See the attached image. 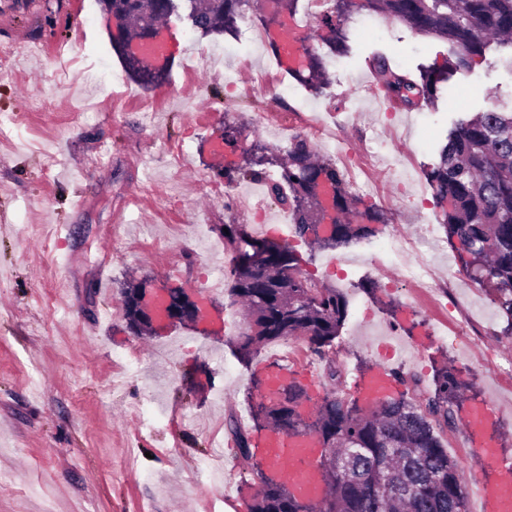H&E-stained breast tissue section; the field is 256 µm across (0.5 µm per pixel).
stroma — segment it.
Returning a JSON list of instances; mask_svg holds the SVG:
<instances>
[{
  "label": "stroma",
  "mask_w": 512,
  "mask_h": 512,
  "mask_svg": "<svg viewBox=\"0 0 512 512\" xmlns=\"http://www.w3.org/2000/svg\"><path fill=\"white\" fill-rule=\"evenodd\" d=\"M376 21L369 31L363 14L352 15V52L326 56L333 83L315 94L279 71L265 42L253 39L252 19L235 39L202 38L175 19L172 68L152 92L128 76L97 0H0V44L70 46L68 67L41 54L16 58L0 74V115L17 119L0 136V477L11 480L0 487V512H248L255 490L227 422L254 432L258 378L279 345L241 364L234 340L243 310L227 289L210 286L232 251L217 227L234 215L202 185L235 159L210 150L228 124L280 152L323 127L334 141L315 149L333 163L380 141V159L355 192L361 206L387 217L374 236L312 246L289 237L269 197L247 219L287 241L302 272L349 300L331 360L306 349L292 365L306 391L302 417L313 420L328 394L354 398L355 378L379 364L415 377L424 395L443 366L463 383L465 403L495 394L485 364L512 355V335L493 290L465 279L425 171L462 113L512 107V52L491 47L452 77L437 108L393 109L369 71L373 53L413 69L443 63L448 44L388 16ZM213 49L225 54L224 73L186 86L188 65ZM262 75L272 85L259 84ZM43 94L46 111L37 105ZM202 103L211 117L199 125L191 115ZM163 142L182 144L179 165L159 158ZM424 226L429 244L396 257L381 251L392 234L413 239ZM425 262L446 293L425 295L412 280L397 289L402 270ZM143 279L200 296L209 319L135 335L121 289ZM458 313L476 322L462 349L444 338ZM373 323L409 351L388 358L363 337ZM443 439L465 482L488 476L464 427Z\"/></svg>",
  "instance_id": "35a3bbf8"
}]
</instances>
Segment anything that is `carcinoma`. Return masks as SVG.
Returning a JSON list of instances; mask_svg holds the SVG:
<instances>
[{
  "instance_id": "1",
  "label": "carcinoma",
  "mask_w": 512,
  "mask_h": 512,
  "mask_svg": "<svg viewBox=\"0 0 512 512\" xmlns=\"http://www.w3.org/2000/svg\"><path fill=\"white\" fill-rule=\"evenodd\" d=\"M194 31L202 35L236 34L245 11L254 12L279 56L275 31L284 20H295L299 0H194ZM318 15L324 33L321 43L330 52L349 51L346 23L355 12L391 15L415 32L448 43V57L439 67L417 70L394 68L383 53L373 56L374 72L396 106L414 111L435 105L442 85L485 56L491 44L512 49V0H323ZM169 0H112L118 34L114 48L131 75L147 90L161 86L170 66L158 68L144 60L129 62L130 43L167 20ZM300 59L287 74L315 92L330 84L320 52L309 37L298 38ZM224 147L240 152L242 162L220 172L225 184L239 178L266 182L268 194L291 214L294 236L321 248L341 246L375 233L386 224L376 208L358 207L343 172L333 163L319 161L311 142L294 139L286 157L268 146L239 144L237 129L224 127ZM280 168L279 178L269 168ZM433 191L438 224L456 249L462 268L480 288L491 286L507 317L503 333L512 334V110L491 109L459 120L440 151L439 162L426 174ZM224 239L237 245L228 278L231 293L247 307L246 327L236 349L244 363L265 345L300 338L316 355L324 356L348 317L349 301L340 289L322 284L299 269L288 245L253 237L244 224H224ZM143 280L123 289L127 327L142 326L139 302ZM463 385L444 367L436 374L432 396L389 397L366 409L359 398L349 404L326 396L315 418L307 422L297 411L304 390L286 382L280 402L267 397L254 417L272 428H285L290 437H312L323 447L319 466L324 469L325 491L320 504L297 497L288 483L265 474L253 460L250 438L237 421L230 430L239 438L242 458L257 490L249 512H467L465 482L457 462L448 455L441 433L456 427ZM353 448L357 455L346 472L331 466Z\"/></svg>"
}]
</instances>
